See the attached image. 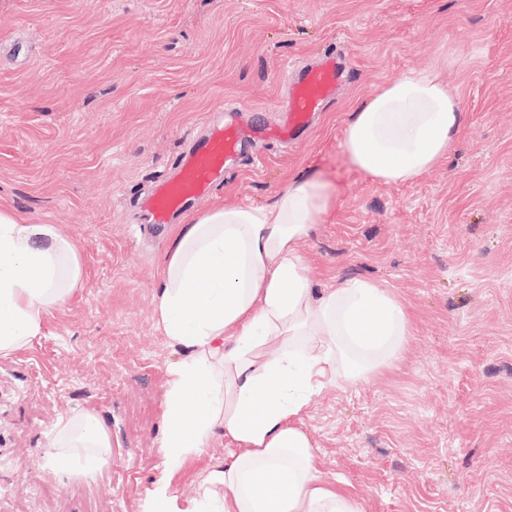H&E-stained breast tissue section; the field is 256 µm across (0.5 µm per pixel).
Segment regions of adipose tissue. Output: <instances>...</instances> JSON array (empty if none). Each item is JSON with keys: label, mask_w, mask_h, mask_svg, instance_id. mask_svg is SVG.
Masks as SVG:
<instances>
[{"label": "adipose tissue", "mask_w": 512, "mask_h": 512, "mask_svg": "<svg viewBox=\"0 0 512 512\" xmlns=\"http://www.w3.org/2000/svg\"><path fill=\"white\" fill-rule=\"evenodd\" d=\"M438 68L408 69L356 102L343 149L371 181H413L447 158L464 114ZM332 207L325 184L301 173L272 203L217 205L174 228L153 317L182 357L166 370L163 469L143 512H365L344 481L323 476L301 416L324 387L390 365L411 315L373 280L314 287L299 244ZM81 280L57 225L0 207V359L30 347ZM218 438L229 452L178 507L173 477ZM111 461L104 422L81 408L57 418L39 466L92 482Z\"/></svg>", "instance_id": "ef3b65f1"}]
</instances>
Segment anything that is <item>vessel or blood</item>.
<instances>
[{
    "instance_id": "1",
    "label": "vessel or blood",
    "mask_w": 512,
    "mask_h": 512,
    "mask_svg": "<svg viewBox=\"0 0 512 512\" xmlns=\"http://www.w3.org/2000/svg\"><path fill=\"white\" fill-rule=\"evenodd\" d=\"M342 74V63L329 55L319 67L300 70L288 97V122L281 129L284 137L293 136L308 122L323 101L330 97ZM243 133L237 125L222 124L208 133L189 138L174 173L158 183L149 214L158 224L175 220L196 199L221 186L233 170L242 151Z\"/></svg>"
}]
</instances>
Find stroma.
I'll return each instance as SVG.
<instances>
[{
    "mask_svg": "<svg viewBox=\"0 0 512 512\" xmlns=\"http://www.w3.org/2000/svg\"><path fill=\"white\" fill-rule=\"evenodd\" d=\"M332 52L334 97L296 139H266L284 68ZM437 58L462 134L420 179L370 181L341 147L355 102ZM223 104L252 146L195 211L321 175L334 208L301 243L315 288L372 279L412 316L390 366L303 414L320 470L367 512H512V0H0V205L58 225L82 265L42 336L0 359V512H140L181 357L153 318L172 232L142 202ZM79 407L112 463L61 482L38 456Z\"/></svg>",
    "mask_w": 512,
    "mask_h": 512,
    "instance_id": "obj_1",
    "label": "stroma"
}]
</instances>
